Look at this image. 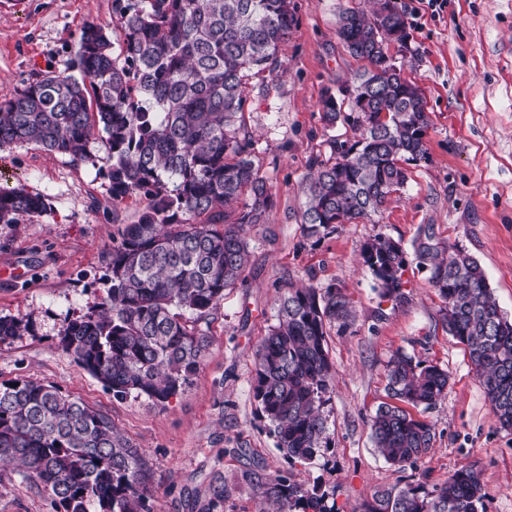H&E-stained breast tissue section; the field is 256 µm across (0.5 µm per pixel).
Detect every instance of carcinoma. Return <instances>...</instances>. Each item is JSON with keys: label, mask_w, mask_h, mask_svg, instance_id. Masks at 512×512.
<instances>
[{"label": "carcinoma", "mask_w": 512, "mask_h": 512, "mask_svg": "<svg viewBox=\"0 0 512 512\" xmlns=\"http://www.w3.org/2000/svg\"><path fill=\"white\" fill-rule=\"evenodd\" d=\"M123 59L99 23L81 30L63 69L41 72L22 88L0 94V149L32 143L74 161L88 158L95 135L105 139L112 206L133 196L147 204L108 250L107 297L96 312L68 324L61 344L79 367L112 389L164 403L199 371L206 322L224 291L242 280L248 236L266 223L274 198L253 160L241 122L246 80L272 73L294 21L292 0H113ZM347 9L338 37L369 63L344 92L322 100V119L362 130L352 144L329 140L332 159L317 157L304 190L300 224L309 238L336 225L382 213L407 183L400 161L428 154L430 127L421 89L389 62L380 29L408 36L406 15ZM47 212L45 200L22 187L0 189V224ZM413 260L446 305L448 333L469 353L491 410L512 430V321L503 316L480 264L423 224ZM363 264L379 296L408 301L401 243L378 235L362 246ZM277 323L256 351L252 390L290 462L313 459L326 443L322 413L333 367L326 337L354 320L340 286L281 288ZM24 321L0 318V340ZM388 394L427 408L445 396L448 372L398 353L389 361ZM375 447L387 461L415 465L430 452V424L385 403L371 420ZM0 459L18 461L61 512H151L148 473L132 442L102 411L54 385L0 384ZM261 503L275 512H336L326 495L291 475L257 482ZM480 473L455 470L428 491L406 485L381 492L363 512H483Z\"/></svg>", "instance_id": "cac0c4a2"}]
</instances>
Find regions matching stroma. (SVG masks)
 <instances>
[{
  "label": "stroma",
  "instance_id": "obj_1",
  "mask_svg": "<svg viewBox=\"0 0 512 512\" xmlns=\"http://www.w3.org/2000/svg\"><path fill=\"white\" fill-rule=\"evenodd\" d=\"M295 24L279 69L249 79L245 122L256 166L275 207L249 239L243 283L226 289L207 328L200 371L163 403L111 389L63 351L67 324L93 313L107 296L105 248L133 223L144 197L110 200V161L102 138L74 163L33 144L0 149V187L41 195L46 214L0 225V318H19L20 335L0 341V383L56 385L107 413L137 448L149 474L153 512H259L257 479L293 474L324 492L338 512H361L381 491L442 485L474 466L486 512H512V431L490 409L464 345L449 335L445 305L426 271L408 263L409 301L380 298L363 264L375 235L410 248L420 225L463 249L483 267L502 313L512 320V0H447L438 15L403 0L412 51L404 77L418 86L430 115L427 159L407 163L408 181L381 215L306 238L298 219L314 156L329 158V139L354 141L346 124L325 127L320 102L364 66L337 36L340 13L368 0H293ZM91 21L117 27L112 0H0V93L34 73L61 69ZM345 287L354 305L348 329L327 337L333 380L322 411L327 446L290 462L252 392L255 351L276 322L284 284ZM439 366L447 395L412 411L435 432L428 458L397 467L375 449L370 423L388 402L387 365L396 353ZM0 512H54L48 492L22 467L0 463Z\"/></svg>",
  "mask_w": 512,
  "mask_h": 512
}]
</instances>
